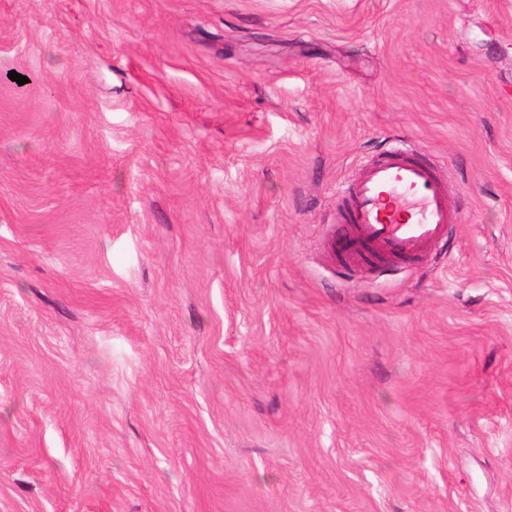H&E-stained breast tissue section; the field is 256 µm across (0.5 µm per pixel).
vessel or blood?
<instances>
[{
  "mask_svg": "<svg viewBox=\"0 0 512 512\" xmlns=\"http://www.w3.org/2000/svg\"><path fill=\"white\" fill-rule=\"evenodd\" d=\"M336 221L350 227L340 241L346 252L412 259L444 238L457 218L433 169L388 148L361 166Z\"/></svg>",
  "mask_w": 512,
  "mask_h": 512,
  "instance_id": "1",
  "label": "vessel or blood"
}]
</instances>
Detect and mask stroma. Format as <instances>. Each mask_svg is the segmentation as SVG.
<instances>
[{"label": "stroma", "instance_id": "35a3bbf8", "mask_svg": "<svg viewBox=\"0 0 512 512\" xmlns=\"http://www.w3.org/2000/svg\"><path fill=\"white\" fill-rule=\"evenodd\" d=\"M0 512H512V0H0ZM336 221L350 224L340 241L345 253L412 259L444 238L457 217L448 210L442 181L425 161L387 148L361 166Z\"/></svg>", "mask_w": 512, "mask_h": 512}]
</instances>
